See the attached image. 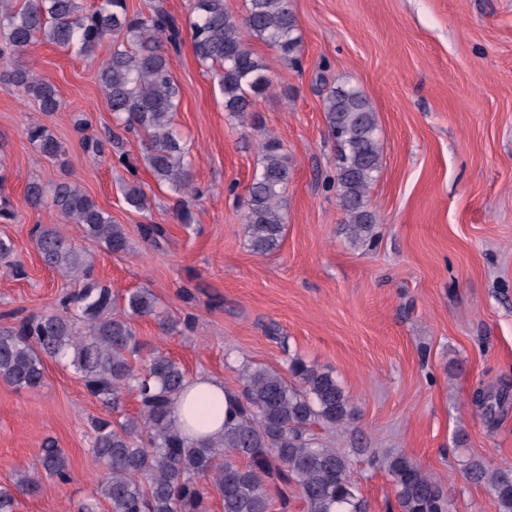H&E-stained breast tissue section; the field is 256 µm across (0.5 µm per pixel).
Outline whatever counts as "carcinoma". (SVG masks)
Listing matches in <instances>:
<instances>
[{
	"label": "carcinoma",
	"instance_id": "cac0c4a2",
	"mask_svg": "<svg viewBox=\"0 0 512 512\" xmlns=\"http://www.w3.org/2000/svg\"><path fill=\"white\" fill-rule=\"evenodd\" d=\"M246 15L238 20L226 0H193L189 23L195 56L217 68L224 111L241 119L271 86L266 66L249 39L262 41L289 62H299L300 36L289 0H245ZM176 19L160 6L148 13L130 12L127 0H26L9 7L0 0V63L18 58L37 43H48L90 56L108 37L112 53L102 63L98 81L116 126L144 137V161L158 182L183 197L193 187L192 164L173 114L182 91L171 74L166 41L178 49ZM0 85L21 86L43 112H58L62 103L55 87L32 70L15 64L0 72ZM328 130L336 142V188L346 216L343 230L354 243L375 235L376 214L369 190L381 166L375 112L359 89L338 86L324 102ZM26 137L41 158L58 159L61 142L45 126L31 124ZM260 169L244 200L248 246L266 256L281 245L285 230L284 193L290 178L288 157L275 139L260 145ZM31 208L48 206L62 223L74 224L84 239L114 254L129 241L112 215L71 182L49 186L28 183L24 196ZM126 204L149 208L145 193L126 186ZM33 244L43 262L73 285L56 309L31 316L17 325L0 327V380L19 389H37L44 379V359L74 368L79 379L114 419L91 421L92 449L105 472L96 482L95 499L108 512H206L204 487L221 494L224 512H270L269 484L297 487L306 512H369L351 479L345 455L312 431L315 424L343 428L356 417L344 388L329 372L291 360L292 379L260 364L241 368L240 390L227 395L233 413L214 439L189 440L175 418V400L189 383L173 359L152 352L141 360L143 344L134 322L151 318L171 333L178 321L166 316L158 298L141 288L118 304L112 286L93 274L92 255L54 226L37 224ZM137 399L139 411L121 413L126 396ZM512 399L502 388L479 390L475 403L485 420L494 423ZM40 468L18 474L15 489L40 490L39 471L60 483L72 480L56 442H43ZM381 466L392 479L399 512H448L444 492L422 467L403 454ZM470 480L488 486L498 512H512V467L468 464Z\"/></svg>",
	"mask_w": 512,
	"mask_h": 512
}]
</instances>
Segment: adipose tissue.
Wrapping results in <instances>:
<instances>
[{
  "label": "adipose tissue",
  "mask_w": 512,
  "mask_h": 512,
  "mask_svg": "<svg viewBox=\"0 0 512 512\" xmlns=\"http://www.w3.org/2000/svg\"><path fill=\"white\" fill-rule=\"evenodd\" d=\"M226 402L227 395L220 380L209 376L193 379L175 408L179 421L186 424V436L200 440L221 435Z\"/></svg>",
  "instance_id": "obj_1"
}]
</instances>
